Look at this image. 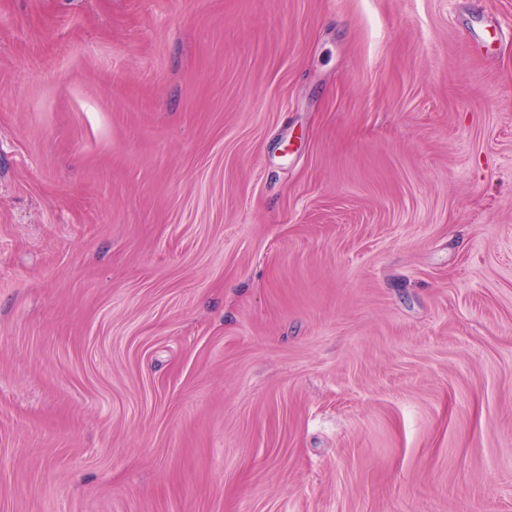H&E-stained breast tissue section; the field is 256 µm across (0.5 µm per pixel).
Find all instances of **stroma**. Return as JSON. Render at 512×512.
I'll use <instances>...</instances> for the list:
<instances>
[{
  "instance_id": "35a3bbf8",
  "label": "stroma",
  "mask_w": 512,
  "mask_h": 512,
  "mask_svg": "<svg viewBox=\"0 0 512 512\" xmlns=\"http://www.w3.org/2000/svg\"><path fill=\"white\" fill-rule=\"evenodd\" d=\"M0 512H512V0H0Z\"/></svg>"
}]
</instances>
